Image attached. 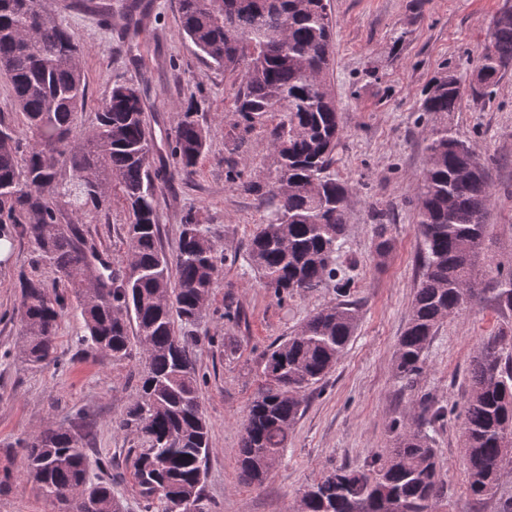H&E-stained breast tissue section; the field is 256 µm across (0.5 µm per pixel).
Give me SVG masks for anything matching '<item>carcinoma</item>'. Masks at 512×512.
Segmentation results:
<instances>
[{
    "label": "carcinoma",
    "mask_w": 512,
    "mask_h": 512,
    "mask_svg": "<svg viewBox=\"0 0 512 512\" xmlns=\"http://www.w3.org/2000/svg\"><path fill=\"white\" fill-rule=\"evenodd\" d=\"M178 7L181 33L206 62L240 76L236 138L274 122L276 174L267 219L249 239L247 266L280 300L337 280L350 186L335 171L341 126L329 80L335 43L328 0H178ZM145 19L144 6L132 0L127 29ZM79 53L49 0H0V72L17 117L0 116V238L28 239L37 262L59 274L51 288L36 274L19 278L21 354L33 367L56 362L58 320L73 305L86 329L81 344L116 364L138 346L145 358L140 388L117 427L140 440L133 467L146 512H171L176 496L201 500L203 512H213L204 493L210 442L194 359L199 338L180 335L177 323L200 320L220 268L237 255L225 253L192 212L183 217L175 260L166 255L156 182L168 174L154 167L143 93L134 83L114 84L95 123L78 128L88 99ZM506 62L512 64V6L493 19L469 86L450 73L424 94L421 111L432 126L415 224L425 273L394 359L395 377L407 385L422 372L440 325L479 293L475 263L461 259L478 258L488 235V175L447 118L464 89L476 100L489 96L508 72ZM205 148L188 109L168 142L178 171L194 173ZM116 188L128 211L118 268L88 251L80 228L111 207ZM492 299L499 311L512 312V273L496 271ZM358 322L356 304L339 301L263 352L261 387L242 427V481L262 482L283 456L307 391L335 368ZM446 416L444 407L422 399L416 416L393 422L395 446L386 456L366 469H324L304 490L301 512H358L362 504L369 512H432L442 483L430 431ZM463 434L468 489L481 502L512 460V332L487 337L477 350ZM21 447L26 476L47 501L68 495L72 512H121L112 482L90 481L83 438L70 428H47Z\"/></svg>",
    "instance_id": "cac0c4a2"
}]
</instances>
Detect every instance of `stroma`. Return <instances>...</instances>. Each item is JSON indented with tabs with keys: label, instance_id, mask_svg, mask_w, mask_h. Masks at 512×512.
Here are the masks:
<instances>
[{
	"label": "stroma",
	"instance_id": "35a3bbf8",
	"mask_svg": "<svg viewBox=\"0 0 512 512\" xmlns=\"http://www.w3.org/2000/svg\"><path fill=\"white\" fill-rule=\"evenodd\" d=\"M81 0H52V9L75 33L89 82L82 121L91 125L100 100L118 80L142 88L146 122L159 148L156 165H171L165 149L185 110L203 127L207 148L195 174H176L157 188L162 243L176 255L182 218L194 212L209 225L226 252L244 251L266 209L259 193L225 178L229 161L245 162V180L267 183L274 175L268 128L236 140L234 101L240 79L209 66L180 31L178 0H149L150 18L127 38L112 0V17L84 11ZM506 0H330L335 22V58L330 73L340 106L342 135L337 176L351 187L344 244L337 260L348 299L359 304V324L334 370L309 392L288 448L260 484L238 478L242 421L262 383L261 352L288 336L311 313L334 304L335 285L304 296L278 299L242 264H225L194 333L200 342L196 367L210 426L211 451L205 493L214 512H298L299 497L326 468L365 467L392 448L393 420L408 414L421 397L433 398L449 414L434 434L444 491L433 512H497L512 497V468L505 470L494 498L476 503L467 489L461 448L462 419L456 405L469 391V371L482 340L512 328V315L493 301L472 303L444 321L412 386L394 374L398 340L408 320L423 268L415 232V187L426 165L431 127L422 112L423 91L436 77L468 78L492 18ZM448 123L483 159L492 192L484 221L489 234L477 260L484 288L490 271L512 270V72L490 102L463 94ZM127 212L121 198L83 226L87 248L113 266L126 250ZM386 224L393 248L378 258L374 245ZM0 265V474L13 479L0 490V512H55L24 474L19 440L57 425H91L94 452L116 457L121 479L114 486L125 512H144L132 477L136 435L115 428L139 389L140 349L124 362L82 349V320L63 312L55 338L58 361L30 367L20 354L17 307L21 273L37 272L53 283L54 270L34 266L25 240L14 243ZM238 318L224 317L225 307Z\"/></svg>",
	"mask_w": 512,
	"mask_h": 512
}]
</instances>
